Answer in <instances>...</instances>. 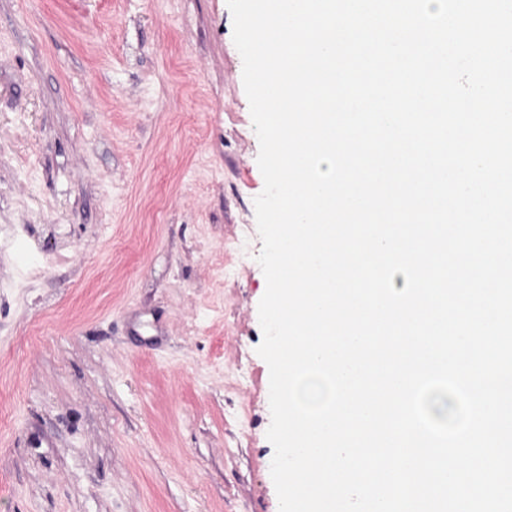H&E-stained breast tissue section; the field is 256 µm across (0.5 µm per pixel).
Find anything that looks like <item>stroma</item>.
Here are the masks:
<instances>
[{"label": "stroma", "instance_id": "stroma-1", "mask_svg": "<svg viewBox=\"0 0 512 512\" xmlns=\"http://www.w3.org/2000/svg\"><path fill=\"white\" fill-rule=\"evenodd\" d=\"M226 0H0V512H279Z\"/></svg>", "mask_w": 512, "mask_h": 512}]
</instances>
